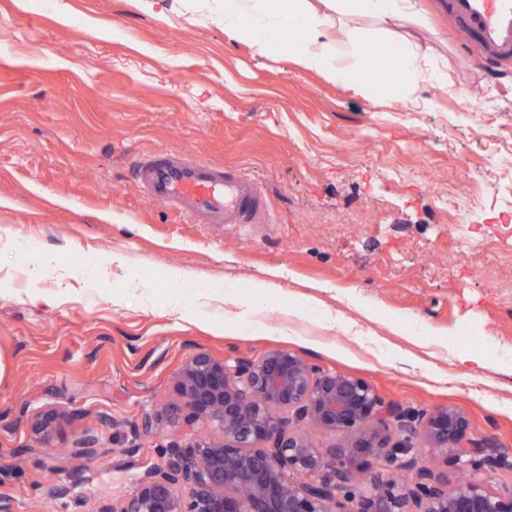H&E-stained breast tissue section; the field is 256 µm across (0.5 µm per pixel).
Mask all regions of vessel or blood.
<instances>
[{"label":"vessel or blood","mask_w":512,"mask_h":512,"mask_svg":"<svg viewBox=\"0 0 512 512\" xmlns=\"http://www.w3.org/2000/svg\"><path fill=\"white\" fill-rule=\"evenodd\" d=\"M448 18L465 34L476 65L500 73L512 67V0H444ZM135 178L147 198L160 200L186 224H268L261 186L239 168L160 150L137 160Z\"/></svg>","instance_id":"obj_1"}]
</instances>
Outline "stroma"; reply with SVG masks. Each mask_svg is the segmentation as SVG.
I'll return each instance as SVG.
<instances>
[{"mask_svg":"<svg viewBox=\"0 0 512 512\" xmlns=\"http://www.w3.org/2000/svg\"><path fill=\"white\" fill-rule=\"evenodd\" d=\"M441 2L419 0L415 41L448 85H421L417 108L258 56L193 0H0V496L16 512L111 505L172 443L208 434L143 427L201 350L295 351L395 414L457 407L472 439L512 452V228L491 162L512 153V75L463 53ZM159 150L242 169L274 223H182L133 178ZM448 191L480 197L465 253ZM486 247L503 258L473 275ZM43 405L76 412L65 433L95 435L93 463L34 447ZM61 483L78 499L45 496Z\"/></svg>","mask_w":512,"mask_h":512,"instance_id":"stroma-1","label":"stroma"}]
</instances>
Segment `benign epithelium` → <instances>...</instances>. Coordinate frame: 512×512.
Returning a JSON list of instances; mask_svg holds the SVG:
<instances>
[{"mask_svg":"<svg viewBox=\"0 0 512 512\" xmlns=\"http://www.w3.org/2000/svg\"><path fill=\"white\" fill-rule=\"evenodd\" d=\"M176 386L184 408L170 410L167 422L202 420L216 434L172 444L162 464L145 468L129 492L97 512H512V490L477 478L450 490L447 474L417 459L404 465L412 476L395 481L373 471L369 486L354 492L349 461L393 464L408 447L388 443L381 432L391 412L368 382L320 369L291 350L232 364L199 351L176 373ZM62 417L52 406L35 412L31 437L54 447ZM293 418L344 432L348 442L328 456L292 430ZM423 430L428 447L462 469L512 466L495 441L473 442L468 418L456 407L433 409ZM94 445L85 431L68 449L89 456Z\"/></svg>","mask_w":512,"mask_h":512,"instance_id":"benign-epithelium-1","label":"benign epithelium"}]
</instances>
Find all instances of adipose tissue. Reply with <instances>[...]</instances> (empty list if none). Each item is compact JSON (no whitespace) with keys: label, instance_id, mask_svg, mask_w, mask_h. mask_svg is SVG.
I'll return each mask as SVG.
<instances>
[{"label":"adipose tissue","instance_id":"obj_1","mask_svg":"<svg viewBox=\"0 0 512 512\" xmlns=\"http://www.w3.org/2000/svg\"><path fill=\"white\" fill-rule=\"evenodd\" d=\"M417 0H226L224 33L230 39L251 44L261 56L289 55L303 68L321 73L356 94L370 99L375 90L358 75L357 62L370 40L384 41L393 29L417 23ZM354 16L374 19L379 29L371 34L351 25ZM300 29L298 45L285 46L284 25ZM391 81L402 99L414 100L421 84L440 85L444 72L429 67L419 46L398 39L389 59Z\"/></svg>","mask_w":512,"mask_h":512}]
</instances>
